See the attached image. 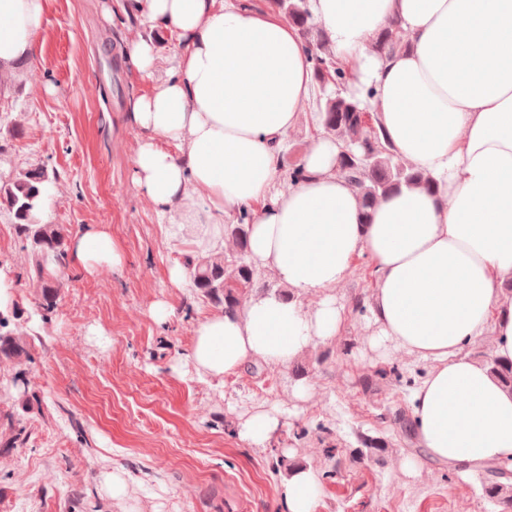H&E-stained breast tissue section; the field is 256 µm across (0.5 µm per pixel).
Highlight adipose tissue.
<instances>
[{
  "mask_svg": "<svg viewBox=\"0 0 512 512\" xmlns=\"http://www.w3.org/2000/svg\"><path fill=\"white\" fill-rule=\"evenodd\" d=\"M137 16L177 35V74L157 76L153 40L123 53L149 93L127 112L142 137L134 180L178 226H217L248 212L249 257L292 299L259 295L200 321L187 362L224 377L248 365L289 366L335 338L342 314L331 292L360 257L374 264L370 345L427 363L411 402L420 455L468 472L512 467V390L470 354L489 342L512 360V0H308L338 60L374 85L372 108L397 153L435 179L404 187L364 212L337 170L340 146L314 137L304 179L285 183L280 154L306 112L313 68L297 30L252 0H132ZM48 0H0V73L33 65ZM398 23L408 48L370 46ZM68 252L86 271L120 267L103 229L76 235ZM318 302L303 306V295ZM282 412L240 418L242 440L267 448ZM315 472L281 485L282 512H315Z\"/></svg>",
  "mask_w": 512,
  "mask_h": 512,
  "instance_id": "adipose-tissue-1",
  "label": "adipose tissue"
}]
</instances>
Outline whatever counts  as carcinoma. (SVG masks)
<instances>
[{
	"instance_id": "1",
	"label": "carcinoma",
	"mask_w": 512,
	"mask_h": 512,
	"mask_svg": "<svg viewBox=\"0 0 512 512\" xmlns=\"http://www.w3.org/2000/svg\"><path fill=\"white\" fill-rule=\"evenodd\" d=\"M269 2L297 27L313 65L315 83L323 91L333 88L320 106L319 130L341 143L339 170L357 189L364 207L371 208L377 200L404 186L430 188L434 183L431 174L406 163L383 137L377 116L368 105V100L375 96V88H369L364 99L346 93L347 73L331 52L324 29L313 23L307 0ZM406 47L398 25L394 24L378 36L371 51L383 55ZM281 163L290 180L303 178L300 160L283 153ZM47 180L44 170H30L5 191L6 202L18 220V234L35 257V279L41 288L36 311L45 320L57 306L68 264L64 228L45 224L41 219L42 186ZM246 220L244 213L237 216V223L228 225L235 251L187 262L194 288L226 311L240 307L259 284V273L248 258L250 225ZM0 355L31 359L19 340L4 333H0ZM486 365L504 387L512 390V361L492 356L486 359ZM487 473L489 478L482 484L483 496L503 507V512H512V470L496 466Z\"/></svg>"
}]
</instances>
